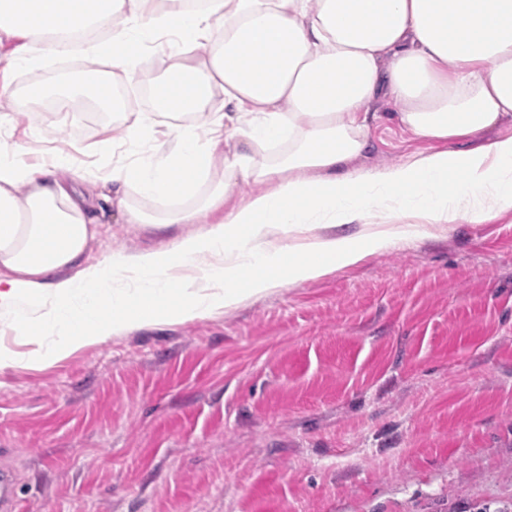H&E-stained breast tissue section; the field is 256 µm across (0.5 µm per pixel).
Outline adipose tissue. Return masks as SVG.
<instances>
[{
	"mask_svg": "<svg viewBox=\"0 0 512 512\" xmlns=\"http://www.w3.org/2000/svg\"><path fill=\"white\" fill-rule=\"evenodd\" d=\"M91 35L115 77L171 46L157 109L96 87L122 134L97 141L91 165L68 153L32 165L0 142V312L35 343L0 346L1 366L234 309L512 211V137L488 136L512 122V0H0V99L16 70ZM384 100L436 150L348 169ZM242 182L254 191L239 198ZM102 201L128 224L215 220L85 269Z\"/></svg>",
	"mask_w": 512,
	"mask_h": 512,
	"instance_id": "ef3b65f1",
	"label": "adipose tissue"
}]
</instances>
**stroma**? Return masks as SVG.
<instances>
[{"instance_id":"1","label":"stroma","mask_w":512,"mask_h":512,"mask_svg":"<svg viewBox=\"0 0 512 512\" xmlns=\"http://www.w3.org/2000/svg\"><path fill=\"white\" fill-rule=\"evenodd\" d=\"M155 57L121 95L154 111ZM0 139L30 163L112 132L76 58L12 76ZM78 87L74 112L52 98ZM44 94L30 108L33 89ZM358 169L430 150L389 121ZM87 264L197 224L111 206ZM19 512H477L512 502V212L194 321L136 326L29 369L0 367V471Z\"/></svg>"}]
</instances>
